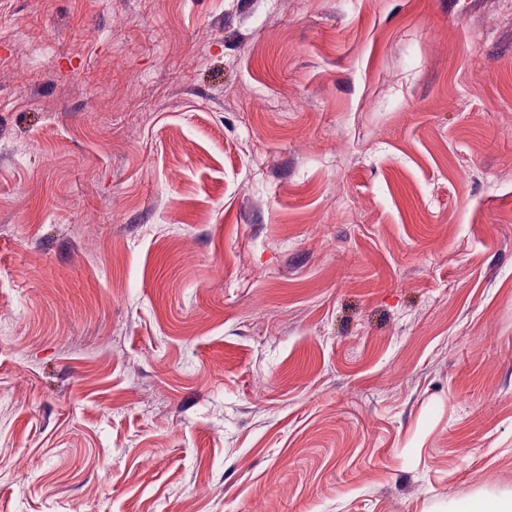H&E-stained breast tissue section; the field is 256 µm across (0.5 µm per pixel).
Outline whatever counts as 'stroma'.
<instances>
[{"instance_id":"35a3bbf8","label":"stroma","mask_w":512,"mask_h":512,"mask_svg":"<svg viewBox=\"0 0 512 512\" xmlns=\"http://www.w3.org/2000/svg\"><path fill=\"white\" fill-rule=\"evenodd\" d=\"M512 0H0V512L512 494Z\"/></svg>"}]
</instances>
